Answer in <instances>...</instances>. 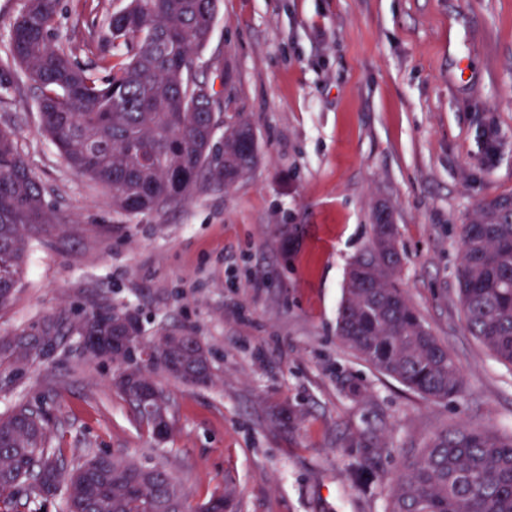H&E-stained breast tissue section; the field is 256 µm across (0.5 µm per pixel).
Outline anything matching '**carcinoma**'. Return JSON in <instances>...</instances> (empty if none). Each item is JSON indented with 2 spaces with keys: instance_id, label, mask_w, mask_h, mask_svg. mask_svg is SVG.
Listing matches in <instances>:
<instances>
[{
  "instance_id": "cac0c4a2",
  "label": "carcinoma",
  "mask_w": 512,
  "mask_h": 512,
  "mask_svg": "<svg viewBox=\"0 0 512 512\" xmlns=\"http://www.w3.org/2000/svg\"><path fill=\"white\" fill-rule=\"evenodd\" d=\"M219 0H129L110 16L99 42L105 79L77 64L55 27L59 0H25L10 25L11 58L37 90L42 131L77 175L112 191L126 213L158 210L186 199L207 176L228 189L257 163L251 125L224 120L214 142V84L196 74L210 40ZM54 223L44 190L0 130V308L19 287L27 251L24 229L38 235ZM459 299L466 330L512 367V198L484 204L459 228ZM398 228L376 210L371 238L347 272L336 322L339 342L378 373L434 401L460 395L465 381L454 358L399 288ZM127 314L110 306L84 311L78 335H112ZM149 349V370L131 369L114 385L140 422L151 413L125 389L132 377L167 372L166 358L196 364L203 344L169 352L167 338ZM46 418L20 406L0 415V498L10 502L59 494L63 512H167L181 501L173 474L109 453H88L70 465L49 446ZM385 512H512V434L462 423L442 428L402 466Z\"/></svg>"
}]
</instances>
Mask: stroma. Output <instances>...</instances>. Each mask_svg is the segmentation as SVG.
<instances>
[{"label": "stroma", "instance_id": "obj_1", "mask_svg": "<svg viewBox=\"0 0 512 512\" xmlns=\"http://www.w3.org/2000/svg\"><path fill=\"white\" fill-rule=\"evenodd\" d=\"M25 0H0V129L45 188L59 227L30 241L22 287L0 310V413L48 420L69 461L106 452L170 470L186 512L215 491L235 512H385L401 463L462 422L512 433V369L464 327L459 225L512 196V0H220L200 74L226 87L254 129L258 164L232 188L203 178L159 211H116L40 129L35 90L10 62ZM126 0H60L74 58ZM496 133L488 152L487 130ZM388 207L400 284L467 380L435 402L336 337L345 274ZM142 321L145 341L189 333L209 352L204 386L158 375L174 427L157 440L114 387L120 365L89 358L82 311ZM60 335L20 364L12 343Z\"/></svg>", "mask_w": 512, "mask_h": 512}]
</instances>
